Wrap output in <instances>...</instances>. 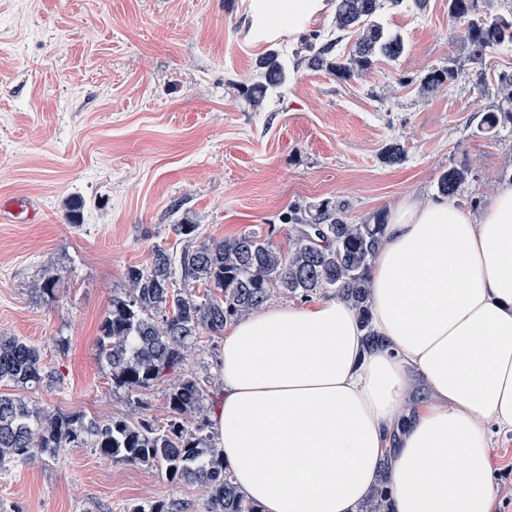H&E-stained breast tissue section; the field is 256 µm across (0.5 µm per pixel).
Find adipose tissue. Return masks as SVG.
Listing matches in <instances>:
<instances>
[{
	"label": "adipose tissue",
	"mask_w": 512,
	"mask_h": 512,
	"mask_svg": "<svg viewBox=\"0 0 512 512\" xmlns=\"http://www.w3.org/2000/svg\"><path fill=\"white\" fill-rule=\"evenodd\" d=\"M260 37L323 0H256ZM371 324L340 298L265 304L224 337L214 420L261 512H355L390 460L394 512H491L512 432V184L480 212L405 196L370 271Z\"/></svg>",
	"instance_id": "obj_1"
}]
</instances>
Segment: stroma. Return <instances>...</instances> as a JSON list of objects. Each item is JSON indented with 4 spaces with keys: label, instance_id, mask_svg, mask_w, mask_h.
<instances>
[{
    "label": "stroma",
    "instance_id": "stroma-1",
    "mask_svg": "<svg viewBox=\"0 0 512 512\" xmlns=\"http://www.w3.org/2000/svg\"><path fill=\"white\" fill-rule=\"evenodd\" d=\"M335 4L324 0L299 33L258 40L250 0H0V199L35 205L0 219V336L37 346L53 374L22 390L30 405L99 421L167 418L164 384L113 387L96 342L113 296L129 290L128 267H148L159 245L179 258L188 240L177 225H197L200 242L254 233L284 248L295 204L343 202L359 222L405 195L437 198L439 175L461 164L472 171L454 198L462 208L512 184V125L483 127L512 54L480 56L455 39L448 0L381 11L404 41L399 61L376 58L349 79L301 68L253 109L257 58L329 35ZM448 66L457 78L424 92L425 76ZM393 142L405 159L388 165L380 155ZM46 271L51 297L39 289ZM223 344L204 334L184 362L216 403ZM495 443L492 512H512V434ZM207 499L204 486L91 448L0 465V512L161 500L205 512Z\"/></svg>",
    "mask_w": 512,
    "mask_h": 512
}]
</instances>
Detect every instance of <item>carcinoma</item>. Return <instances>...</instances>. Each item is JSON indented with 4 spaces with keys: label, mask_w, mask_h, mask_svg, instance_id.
I'll list each match as a JSON object with an SVG mask.
<instances>
[{
    "label": "carcinoma",
    "mask_w": 512,
    "mask_h": 512,
    "mask_svg": "<svg viewBox=\"0 0 512 512\" xmlns=\"http://www.w3.org/2000/svg\"><path fill=\"white\" fill-rule=\"evenodd\" d=\"M479 0H450V13L465 22L458 35L482 51L512 50V18L477 14ZM426 0H336L335 27L357 35L348 61L332 58L338 38L304 41L294 69L328 67L343 78L364 71L372 59L401 57L404 44L385 34L379 14L385 5L423 10ZM259 81L251 94L262 98L283 85L288 72L277 54L259 58ZM457 77L451 67L430 72L425 90L432 92ZM498 112L485 117L490 128L501 119L512 121V75L500 77ZM469 175L466 165L451 166L437 180L438 193L454 197ZM290 224L288 252L256 234L186 247L179 257L185 288L173 285L172 257L157 246L149 268H128L130 291L112 296L97 339L98 358L109 369L112 385L133 394L171 378L165 396L169 417L163 425L147 419L97 421L80 412L62 413L31 407L22 398L0 392V463L16 457H55L66 447L94 448L114 461L159 465L176 484L205 486L206 512H259L248 502L224 467L218 437L210 430L205 386L182 372L187 353L206 332L218 334L277 294L308 298L330 293L348 302L373 349L382 340L371 325L369 276L384 233L376 214L353 223L343 204L295 207L284 216ZM204 285L203 295L188 285ZM161 321H155L156 316ZM50 373L40 363L38 349L15 336H0V383L38 387ZM196 417L190 424L186 417ZM185 501L134 504L127 512H189ZM357 512H392L388 468Z\"/></svg>",
    "instance_id": "carcinoma-1"
}]
</instances>
